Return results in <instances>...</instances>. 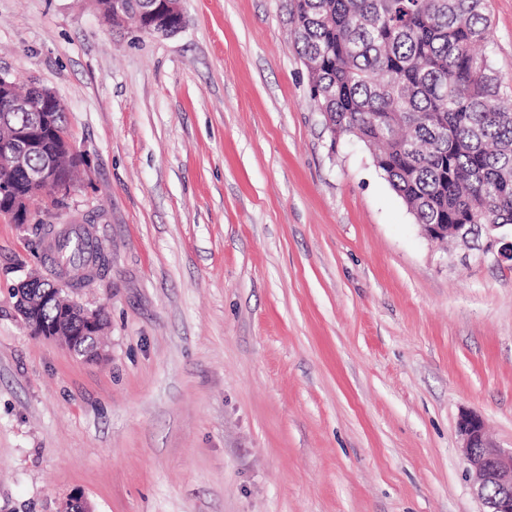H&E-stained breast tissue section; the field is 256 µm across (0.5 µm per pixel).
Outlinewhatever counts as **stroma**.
Returning <instances> with one entry per match:
<instances>
[{
  "mask_svg": "<svg viewBox=\"0 0 512 512\" xmlns=\"http://www.w3.org/2000/svg\"><path fill=\"white\" fill-rule=\"evenodd\" d=\"M168 39L91 0H0V71L51 89L85 158L36 220L87 224L100 359L31 335L54 274L0 216V512H482L457 422L512 448V269L432 242L333 141L279 0H185ZM512 97V0H486Z\"/></svg>",
  "mask_w": 512,
  "mask_h": 512,
  "instance_id": "stroma-1",
  "label": "stroma"
}]
</instances>
